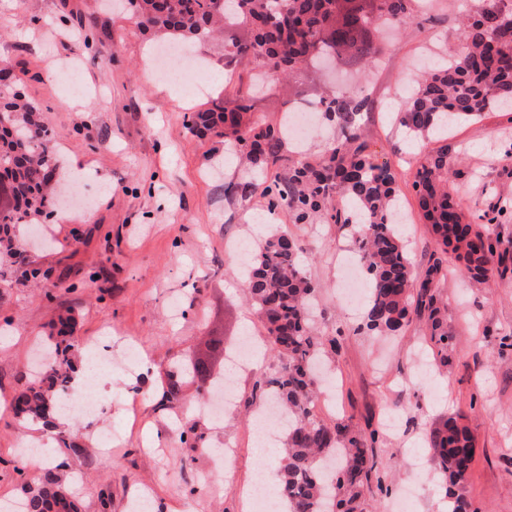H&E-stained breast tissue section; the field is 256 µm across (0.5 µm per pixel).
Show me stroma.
I'll use <instances>...</instances> for the list:
<instances>
[{"instance_id": "1", "label": "stroma", "mask_w": 512, "mask_h": 512, "mask_svg": "<svg viewBox=\"0 0 512 512\" xmlns=\"http://www.w3.org/2000/svg\"><path fill=\"white\" fill-rule=\"evenodd\" d=\"M474 0H434L431 21L380 39V61L359 81L373 105L359 133L378 162L390 163L406 217V238L415 274L430 264L434 241L411 185L410 149L391 115L403 111L400 88L420 61L455 45L458 19ZM160 40L135 14L105 0H0V66L11 74V91L35 103L57 136L55 162L70 176L88 211L67 215L53 208L37 224H18L12 235L21 260L0 257V399L13 401L29 378L34 351L44 345L64 313L76 320V364H86L88 344L110 329L113 357L126 352L125 337L141 346V358L125 367L103 368L91 395L103 407L87 419L71 416L48 452L15 466L21 447L37 443L38 422L19 424L0 412V502L19 497L23 480L41 478L65 461L80 478L81 512H131L129 504L149 486L160 512H240L231 495L200 497L202 477L239 487L273 480L260 460L251 421L263 399L258 382L278 364L261 352L235 382L234 401L222 417L199 413L197 385H182V398L160 404L164 371L200 360L212 378L225 376L226 352L244 334L265 342V331L247 299L237 269V243L253 241L260 224H271L299 243L308 276L318 284L315 324L321 336H340L327 360V397L318 419L348 423L354 431L377 432L384 464L382 489L365 494L368 512H386L404 485L414 484V512H448L444 493L428 473L427 460L411 465L405 450H424L430 430L451 415L462 416L474 443L463 493L479 512H512V273L492 276L471 290L449 270L443 290L448 328L455 341L447 364L417 367L430 350L418 326L392 335L369 331L359 311L339 293V264L350 255L348 229L323 220L296 223L287 208L268 210L261 190L248 198L233 191L237 164H224L221 138L193 133L190 113L221 103L232 109L257 68L243 61L224 73V41L194 44L210 71L209 89L190 88L146 76V54ZM76 62L75 81L101 90V98L73 96L58 73ZM335 72H321L316 87L297 96L281 77L264 81L250 100L256 119L279 123L288 105L317 102ZM457 158L454 194L468 217L498 211L502 242L512 241V113L491 111L453 128L446 141ZM112 427V452L99 449L101 425ZM195 427L204 444L182 441L178 427ZM237 450L231 462L219 448Z\"/></svg>"}]
</instances>
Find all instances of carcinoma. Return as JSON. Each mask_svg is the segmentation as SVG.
<instances>
[{"instance_id": "cac0c4a2", "label": "carcinoma", "mask_w": 512, "mask_h": 512, "mask_svg": "<svg viewBox=\"0 0 512 512\" xmlns=\"http://www.w3.org/2000/svg\"><path fill=\"white\" fill-rule=\"evenodd\" d=\"M145 24L166 36L197 40L222 26L228 63L248 59L265 73L291 75L302 68H321L336 59L354 66H373L379 47L374 34L385 27L402 29L423 10L417 0H127ZM461 20V49L416 82L407 108L395 114L406 138L424 146L448 135L454 122L478 119L502 103L512 105V20L497 9ZM321 111L336 124L342 139L315 161L297 159L264 187L268 208H288L298 223L323 216L354 229L355 251L366 270L369 294L364 305L366 326L393 334L419 323L425 336L444 356L453 336L445 322L447 303L441 285L448 278L445 256L462 273L481 284L490 273L508 269L501 239L485 224L464 221L448 187V146L433 154L419 153L412 187L424 219L436 237L437 253L425 274L414 275L405 236L393 224L396 209L390 165L378 164L358 142V117L367 98L340 87L320 98ZM199 134L224 138L234 155L252 171H263L281 159L286 126L253 119L250 108L226 110L215 104L194 112L188 122ZM56 154V135L40 120L38 108L14 93H0V171L11 178L9 197L0 208V248L15 249L11 228L32 224L57 193L46 176L47 161ZM302 248L277 230L263 235L246 257V279L269 349L279 361L267 381L273 398L284 406L288 427L278 478L287 512H362L363 491L379 477L376 433L358 435L349 424L328 425L315 417L317 368L325 348L339 340L316 335L311 326L316 286L303 270ZM72 316L59 317L56 334L48 337L53 356L30 377L14 399L21 424H50L58 398L75 370ZM181 378L170 375L161 400L181 399ZM434 474L444 481L448 512H476L462 493L472 460L469 429L450 416L427 437ZM19 512H78L65 477L49 471L22 485Z\"/></svg>"}]
</instances>
